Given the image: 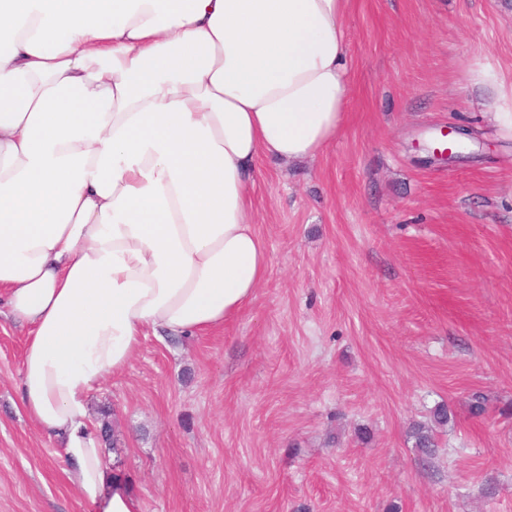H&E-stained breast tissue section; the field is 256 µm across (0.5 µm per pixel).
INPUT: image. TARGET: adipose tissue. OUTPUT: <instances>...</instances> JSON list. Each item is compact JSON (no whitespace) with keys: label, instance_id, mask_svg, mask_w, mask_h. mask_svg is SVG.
<instances>
[{"label":"adipose tissue","instance_id":"1","mask_svg":"<svg viewBox=\"0 0 512 512\" xmlns=\"http://www.w3.org/2000/svg\"><path fill=\"white\" fill-rule=\"evenodd\" d=\"M350 0H0V293L21 404L79 497L140 512L92 391L145 336L223 327L269 256L255 163L314 158L350 91Z\"/></svg>","mask_w":512,"mask_h":512}]
</instances>
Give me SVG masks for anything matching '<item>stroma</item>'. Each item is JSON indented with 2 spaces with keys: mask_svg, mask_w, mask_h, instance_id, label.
Returning <instances> with one entry per match:
<instances>
[{
  "mask_svg": "<svg viewBox=\"0 0 512 512\" xmlns=\"http://www.w3.org/2000/svg\"><path fill=\"white\" fill-rule=\"evenodd\" d=\"M345 28L335 139L256 162L253 300L91 394L141 512H512V136L473 84H512V0H352ZM449 128L469 150L429 162ZM28 336L0 315V512H96L21 405ZM443 403L427 466L411 427Z\"/></svg>",
  "mask_w": 512,
  "mask_h": 512,
  "instance_id": "stroma-1",
  "label": "stroma"
}]
</instances>
